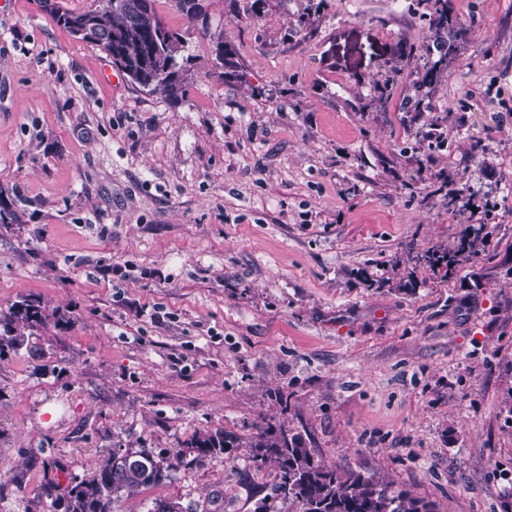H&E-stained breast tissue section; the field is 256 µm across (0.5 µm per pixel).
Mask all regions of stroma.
<instances>
[{"label":"stroma","mask_w":512,"mask_h":512,"mask_svg":"<svg viewBox=\"0 0 512 512\" xmlns=\"http://www.w3.org/2000/svg\"><path fill=\"white\" fill-rule=\"evenodd\" d=\"M448 4L464 35L412 112L433 0H209L204 30L160 0L191 58L176 102L0 0V198L25 212L0 224V310L66 317L0 359V512H48L119 446L270 423L438 512H512V0ZM471 224L455 275L412 271ZM248 454L117 512H254L279 472Z\"/></svg>","instance_id":"35a3bbf8"}]
</instances>
